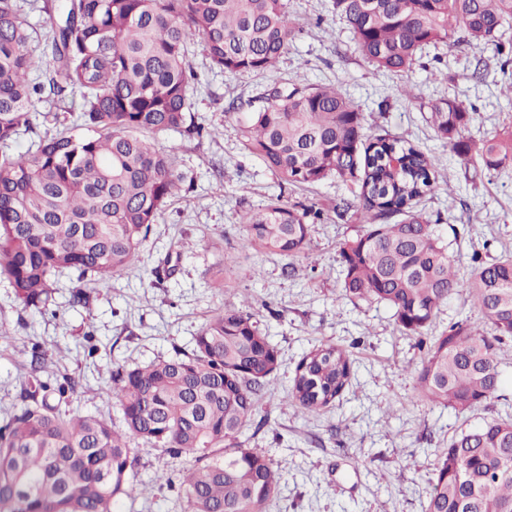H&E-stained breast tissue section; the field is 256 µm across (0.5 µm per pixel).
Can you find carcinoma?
<instances>
[{
  "label": "carcinoma",
  "mask_w": 512,
  "mask_h": 512,
  "mask_svg": "<svg viewBox=\"0 0 512 512\" xmlns=\"http://www.w3.org/2000/svg\"><path fill=\"white\" fill-rule=\"evenodd\" d=\"M361 54L378 71H409L424 47L450 44L458 28L477 49L500 46L512 0H333ZM51 37L39 43L18 0H0V144L33 131L35 98L77 101L78 127L47 133L35 148L0 154V275L25 308L55 313L64 270L107 279L134 264L182 177L172 156L141 137L202 134L193 112L195 39L210 68L267 73L295 36L284 0H45ZM469 112L455 100L431 106L436 136L461 159ZM248 150L281 182L329 177L358 187L364 230L339 247L341 296L385 304L396 326L427 345L415 397L466 414L499 387L500 355L512 344V255L481 261L470 297L485 317L428 335L459 286L448 243L418 204L433 188L436 160L387 134L368 139L364 116L334 86L274 89L243 128ZM484 166L512 163V130L478 148ZM401 220L390 222L394 216ZM322 211L279 198L242 218L267 253H305ZM59 348L32 346L21 404L0 424V512H114L147 487L185 499L186 512H267L283 474L242 439L280 365L254 314L226 307L189 349L112 371L123 429L61 409L79 380L54 375ZM350 352L320 344L295 368L287 402L304 413L336 402L350 383ZM192 459L178 479L134 483L131 443ZM425 512H512V417L448 441Z\"/></svg>",
  "instance_id": "cac0c4a2"
}]
</instances>
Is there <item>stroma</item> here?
Here are the masks:
<instances>
[{"label": "stroma", "instance_id": "1", "mask_svg": "<svg viewBox=\"0 0 512 512\" xmlns=\"http://www.w3.org/2000/svg\"><path fill=\"white\" fill-rule=\"evenodd\" d=\"M296 35L277 70L228 74L211 70L202 42L190 48L197 75L194 110L205 135L154 136L183 177L182 189L159 216L134 265L107 281L77 283L56 277V314L23 308L0 277V418L17 402L31 346L66 349L59 373L82 385L66 410L93 413L121 427L109 373L117 365L145 364L188 347L215 312L250 302L251 312L280 352L271 391L258 401L252 447L263 449L283 473L268 512H424L432 477L448 441L461 430L512 414V349L499 366L500 385L489 409L464 415L414 400L424 351L395 325L391 310L339 299V246L360 231L355 212L337 213L355 186L336 179L296 188L278 178L245 146V110L230 101L262 98L276 85L301 81L332 85L366 117L369 135L410 140L435 156L437 179L420 207L450 243L462 285L433 323V332L464 316L480 319L467 281L476 258L512 252V165L487 169L478 155L458 158L428 122L429 103L457 99L470 114L467 138L479 142L512 129V38L502 49L454 46L423 49L400 75L376 71L359 53L331 0H286ZM283 196L324 211L311 225L305 255L288 258L252 246L241 216ZM83 286L89 301L74 304ZM97 351L87 355L86 342ZM332 342L352 354L349 386L318 413L287 405L301 357ZM138 478L149 481L188 467L158 448L135 446Z\"/></svg>", "mask_w": 512, "mask_h": 512}]
</instances>
